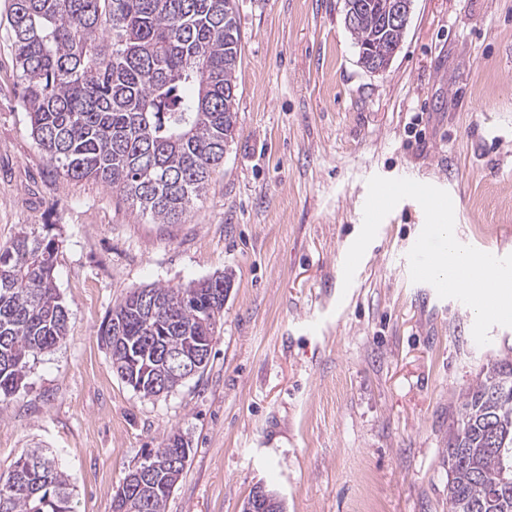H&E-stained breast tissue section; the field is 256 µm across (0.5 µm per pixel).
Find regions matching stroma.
I'll return each mask as SVG.
<instances>
[{
    "label": "stroma",
    "instance_id": "obj_1",
    "mask_svg": "<svg viewBox=\"0 0 512 512\" xmlns=\"http://www.w3.org/2000/svg\"><path fill=\"white\" fill-rule=\"evenodd\" d=\"M0 0V246L55 238L65 340L29 360L0 405V475L29 448L71 476L75 512H112L128 470L170 433L188 441L165 512H241L257 485L285 512H448V425L488 345L473 311L412 282L422 208L399 202L351 286L375 175L446 190L456 239L512 254V0H414L385 73L358 62L344 0H236L235 139L181 224L49 165L20 102ZM232 272L210 363L168 395L123 383L100 340L147 285Z\"/></svg>",
    "mask_w": 512,
    "mask_h": 512
}]
</instances>
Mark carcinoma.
I'll return each mask as SVG.
<instances>
[{"label":"carcinoma","mask_w":512,"mask_h":512,"mask_svg":"<svg viewBox=\"0 0 512 512\" xmlns=\"http://www.w3.org/2000/svg\"><path fill=\"white\" fill-rule=\"evenodd\" d=\"M396 0H345L359 62L373 72L403 42L407 24L393 20ZM8 30L22 105L48 162L76 179L123 193L156 224H179L224 164L237 124L236 68L240 33L235 0H12ZM58 244L22 227L0 247V402L26 375L29 358L62 342L68 313L54 279ZM231 288L232 274L184 287H146L167 307L160 330L139 290L111 311L101 341L112 365L132 356L137 372L119 375L145 397L162 394L168 377L158 349L184 350L211 336L224 303L211 282ZM124 342H112V322ZM512 360L487 364L459 395L448 431V502L452 512H512ZM181 434L152 453L154 467L134 485L144 512H164L187 459ZM20 455L0 476V512H74L72 483L51 452L29 463Z\"/></svg>","instance_id":"cac0c4a2"}]
</instances>
